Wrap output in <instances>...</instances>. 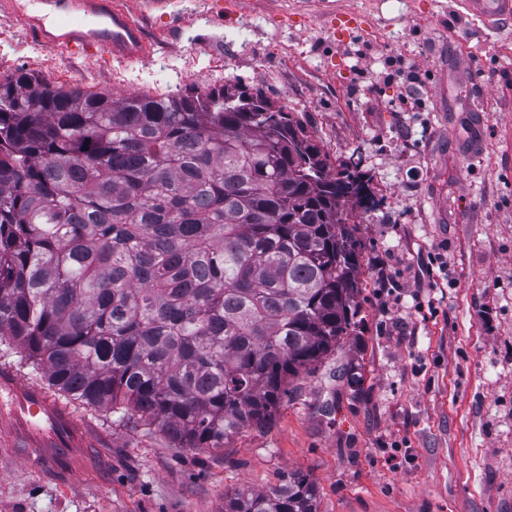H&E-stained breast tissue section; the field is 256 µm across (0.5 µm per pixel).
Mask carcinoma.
Here are the masks:
<instances>
[{
    "mask_svg": "<svg viewBox=\"0 0 512 512\" xmlns=\"http://www.w3.org/2000/svg\"><path fill=\"white\" fill-rule=\"evenodd\" d=\"M369 180L239 82L166 97L0 79V341L177 448L272 421L360 313ZM224 512H318L299 473Z\"/></svg>",
    "mask_w": 512,
    "mask_h": 512,
    "instance_id": "cac0c4a2",
    "label": "carcinoma"
}]
</instances>
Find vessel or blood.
Here are the masks:
<instances>
[{
    "label": "vessel or blood",
    "mask_w": 512,
    "mask_h": 512,
    "mask_svg": "<svg viewBox=\"0 0 512 512\" xmlns=\"http://www.w3.org/2000/svg\"><path fill=\"white\" fill-rule=\"evenodd\" d=\"M31 10L20 0H0V12L13 15L40 47L93 57L104 51L112 61L146 59L152 47L142 26L122 0H37ZM466 16L490 22L512 17V0H461ZM327 23L337 39L360 28L358 14L332 12ZM0 395L11 400L0 410V439L11 453L43 473L70 474L100 461V445L90 426L77 421L57 399L37 386L21 385L10 370L0 371Z\"/></svg>",
    "instance_id": "vessel-or-blood-1"
}]
</instances>
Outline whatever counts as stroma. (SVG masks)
<instances>
[{
	"label": "stroma",
	"instance_id": "1",
	"mask_svg": "<svg viewBox=\"0 0 512 512\" xmlns=\"http://www.w3.org/2000/svg\"><path fill=\"white\" fill-rule=\"evenodd\" d=\"M454 0L137 4L152 56L120 66L31 43L0 16V79L161 97L262 89L380 202L361 216V322L295 380L271 424L176 448L119 409L74 401L105 454L92 478L0 456V512H224V495L299 471L319 512H512V19ZM364 22L342 42L331 10ZM362 368L353 397L337 370Z\"/></svg>",
	"mask_w": 512,
	"mask_h": 512
}]
</instances>
